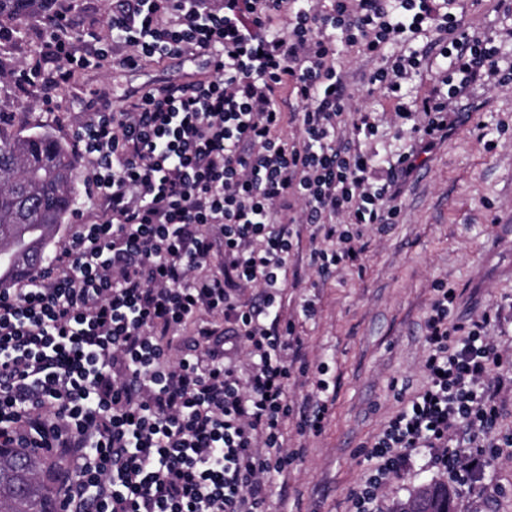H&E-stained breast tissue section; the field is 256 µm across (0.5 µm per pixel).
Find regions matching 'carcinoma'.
Here are the masks:
<instances>
[{
  "instance_id": "obj_1",
  "label": "carcinoma",
  "mask_w": 512,
  "mask_h": 512,
  "mask_svg": "<svg viewBox=\"0 0 512 512\" xmlns=\"http://www.w3.org/2000/svg\"><path fill=\"white\" fill-rule=\"evenodd\" d=\"M49 0H0V22L36 17ZM78 160L46 132L16 138L0 135V247L9 250L23 233L33 235L18 253L21 271L50 257V245L78 203ZM44 459L18 448L0 447V512H55ZM395 512H454L448 487L431 483Z\"/></svg>"
}]
</instances>
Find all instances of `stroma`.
<instances>
[{
  "label": "stroma",
  "mask_w": 512,
  "mask_h": 512,
  "mask_svg": "<svg viewBox=\"0 0 512 512\" xmlns=\"http://www.w3.org/2000/svg\"><path fill=\"white\" fill-rule=\"evenodd\" d=\"M479 34L496 35L499 64L512 62V0L493 9L490 0H459ZM78 22L69 31L77 52L88 49L81 34L94 32L102 47L112 44L107 0H54ZM0 25V64L6 69L36 67L46 35L44 21L30 18L22 34ZM207 71L201 57H168L129 69L105 61L96 70L76 71L64 89L45 94L39 86L18 91L0 83V134L15 136L43 130L63 144L84 117L86 102L105 92L113 108L128 96L165 81L192 82ZM351 110L378 113V132L368 148L395 154L410 144V123L396 118L392 101L381 92L350 86ZM472 115L439 143L402 189L397 223L385 229L367 226L358 245L359 266H342L320 279L310 264L313 247L307 225L289 258L298 272L282 290L285 318L295 324L306 360L305 374H293L288 399L304 405L318 378L330 384L331 405L320 433L302 434L297 416H289L285 438L301 455L287 479L270 478L268 512H350L351 492L372 466L367 454L400 407L401 397L425 382L422 366L428 349L420 330L434 287L447 284L457 293L454 316L460 320L498 313L490 334L502 356L494 375L503 377L501 396L507 410L492 433L496 444L480 492L454 483L447 470L429 457L411 454L381 490L382 512H391L422 486L440 482L453 497L455 512H512V236L499 227L512 225V86L472 90ZM316 303L315 319H305L304 300Z\"/></svg>",
  "instance_id": "obj_1"
}]
</instances>
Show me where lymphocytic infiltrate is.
<instances>
[{"mask_svg": "<svg viewBox=\"0 0 512 512\" xmlns=\"http://www.w3.org/2000/svg\"><path fill=\"white\" fill-rule=\"evenodd\" d=\"M109 18L111 49L79 57L71 18L50 14L41 63L6 80L61 88L112 51L127 67L202 56L209 72L118 112L87 102L74 154L93 163L87 204L101 211L45 271L0 289V447L50 460L60 512H267L266 480L295 458L283 426L299 341L279 315L293 225L323 240L310 254L321 273L356 264L362 226L396 223L402 185L456 131L466 92L511 85L512 67L495 63L494 37L432 0H112ZM420 38L449 63L409 103L403 84L429 66ZM340 42L377 61L363 87L412 124L381 177L364 150L373 114L347 134L338 122ZM252 287L258 300L238 303ZM455 299L436 288L427 381L377 436L351 512H380L383 486L420 449L468 490L483 480L501 356L490 314L456 320Z\"/></svg>", "mask_w": 512, "mask_h": 512, "instance_id": "lymphocytic-infiltrate-1", "label": "lymphocytic infiltrate"}]
</instances>
